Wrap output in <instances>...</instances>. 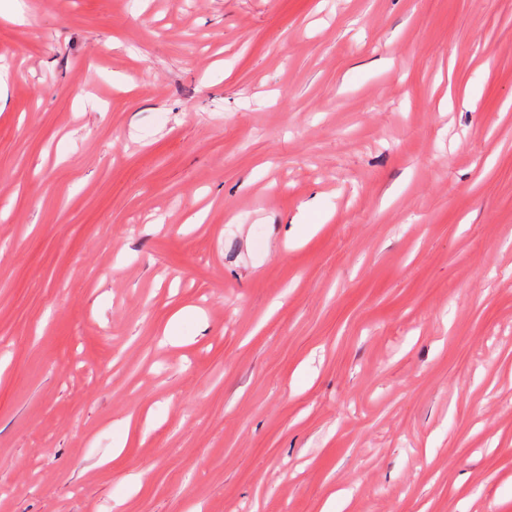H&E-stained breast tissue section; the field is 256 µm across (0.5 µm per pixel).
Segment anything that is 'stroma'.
Listing matches in <instances>:
<instances>
[{"label": "stroma", "mask_w": 512, "mask_h": 512, "mask_svg": "<svg viewBox=\"0 0 512 512\" xmlns=\"http://www.w3.org/2000/svg\"><path fill=\"white\" fill-rule=\"evenodd\" d=\"M0 78V512H512V0H0Z\"/></svg>", "instance_id": "stroma-1"}]
</instances>
